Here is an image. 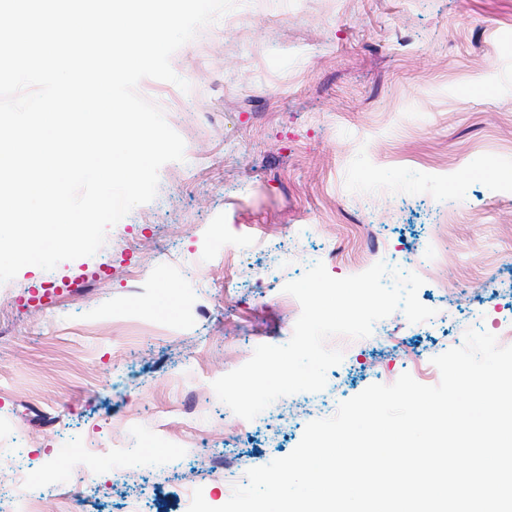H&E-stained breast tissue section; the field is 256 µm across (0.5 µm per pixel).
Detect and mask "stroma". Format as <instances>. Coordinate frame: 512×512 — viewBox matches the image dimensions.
<instances>
[{
  "label": "stroma",
  "instance_id": "obj_1",
  "mask_svg": "<svg viewBox=\"0 0 512 512\" xmlns=\"http://www.w3.org/2000/svg\"><path fill=\"white\" fill-rule=\"evenodd\" d=\"M171 66L189 90L137 87L185 143L154 200L95 255L0 284V512H181L189 487L219 507L370 385L438 384L466 330L512 346V0H262ZM384 256L430 265V320L377 321L323 390L253 420L219 401L291 339L287 282Z\"/></svg>",
  "mask_w": 512,
  "mask_h": 512
}]
</instances>
